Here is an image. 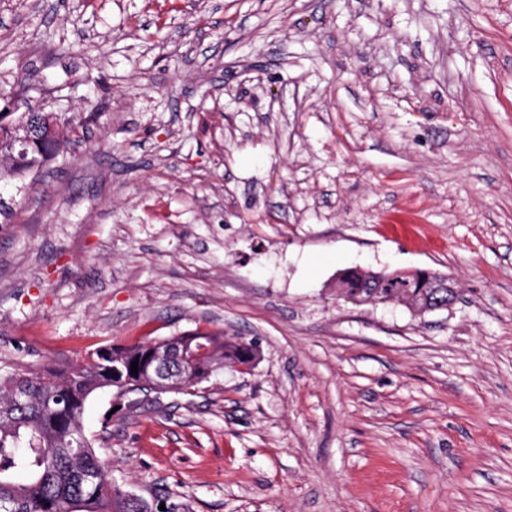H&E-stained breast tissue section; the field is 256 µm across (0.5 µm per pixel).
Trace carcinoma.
Returning <instances> with one entry per match:
<instances>
[{"label":"carcinoma","mask_w":512,"mask_h":512,"mask_svg":"<svg viewBox=\"0 0 512 512\" xmlns=\"http://www.w3.org/2000/svg\"><path fill=\"white\" fill-rule=\"evenodd\" d=\"M56 137L19 151L15 125L28 116L0 117V157L8 161L0 178L19 190L38 184L41 170L70 143V122L57 113ZM195 342L213 351L203 354L195 377L175 389L180 393L224 371V361L250 366L252 344L224 338L222 331L192 332ZM151 342L100 346L84 363L64 373L39 366L13 367L0 373V506L10 512H144L159 509L161 499L135 502L112 481L105 461L85 433L83 412L88 399L114 388L113 365L142 360Z\"/></svg>","instance_id":"carcinoma-1"}]
</instances>
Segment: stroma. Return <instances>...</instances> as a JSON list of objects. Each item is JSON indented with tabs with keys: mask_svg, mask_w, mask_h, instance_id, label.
Returning <instances> with one entry per match:
<instances>
[{
	"mask_svg": "<svg viewBox=\"0 0 512 512\" xmlns=\"http://www.w3.org/2000/svg\"><path fill=\"white\" fill-rule=\"evenodd\" d=\"M70 47L57 52L58 44ZM76 128L0 182V365L257 351L87 436L175 512H512V0H0V88ZM427 268L447 310L338 300Z\"/></svg>",
	"mask_w": 512,
	"mask_h": 512,
	"instance_id": "1",
	"label": "stroma"
}]
</instances>
